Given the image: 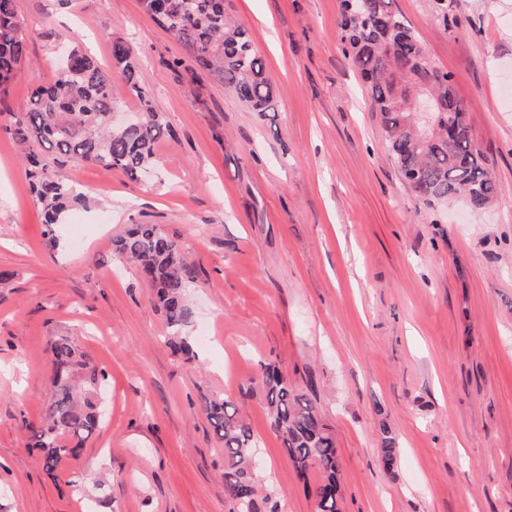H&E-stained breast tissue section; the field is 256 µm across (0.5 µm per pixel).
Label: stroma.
Masks as SVG:
<instances>
[{
  "mask_svg": "<svg viewBox=\"0 0 512 512\" xmlns=\"http://www.w3.org/2000/svg\"><path fill=\"white\" fill-rule=\"evenodd\" d=\"M281 92L247 111L140 0H16L26 66L0 115L24 111L58 51L110 65L132 42L176 133L155 176L56 160L82 200L56 245L0 129V512H227L224 446L201 410L223 396L260 448L277 512H315L270 426L261 364L305 389L336 440L342 512H512V0H393L447 72L501 193L486 209L428 203L404 184L338 32L339 0H231ZM158 224L193 271L189 359L137 269L114 250ZM84 244L74 248L72 227ZM72 337L107 374L101 430L47 472L26 424L50 398L48 343ZM397 462H380L383 430Z\"/></svg>",
  "mask_w": 512,
  "mask_h": 512,
  "instance_id": "35a3bbf8",
  "label": "stroma"
}]
</instances>
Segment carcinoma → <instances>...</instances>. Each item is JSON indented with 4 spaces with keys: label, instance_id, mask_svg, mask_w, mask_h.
<instances>
[{
    "label": "carcinoma",
    "instance_id": "obj_1",
    "mask_svg": "<svg viewBox=\"0 0 512 512\" xmlns=\"http://www.w3.org/2000/svg\"><path fill=\"white\" fill-rule=\"evenodd\" d=\"M141 4L199 68L224 83L249 110L261 117L275 111L279 90L248 31L230 17L225 0H141ZM339 28L345 55L360 72L381 116L390 157L417 196L430 203L463 196L474 209L496 199L500 185L472 141L450 75L435 67L418 36L392 8V0H341ZM27 41L15 0H0V92L7 91L26 64ZM111 57V66L105 68L80 46H71L55 66L54 79L32 88L22 117L3 126L25 147L26 177L43 208L45 235L53 243L55 226L80 195L70 183L47 173L32 145L139 180L150 175L158 143L174 136L151 91L141 83L133 44L113 40ZM419 90L437 96L446 107L428 127L411 104ZM121 93L137 100L138 112L132 121L118 126L112 123V111ZM116 251L132 260L150 284L155 306L172 333L170 345L192 353L183 336L194 319L186 298L192 276L180 245L157 224H135L117 239ZM50 354L46 416L25 428L34 446L43 451L44 467L54 472L104 424L100 400L106 374L68 336L54 337ZM259 383L270 425L295 472L304 476L315 467L321 474L310 488L316 512H341L336 441L316 406L272 364L261 365ZM202 411L224 445L228 512H262L267 498L259 493L254 478L258 440L250 426L227 398L203 401ZM382 433L381 460L390 468L396 460V440L387 428Z\"/></svg>",
    "mask_w": 512,
    "mask_h": 512
}]
</instances>
